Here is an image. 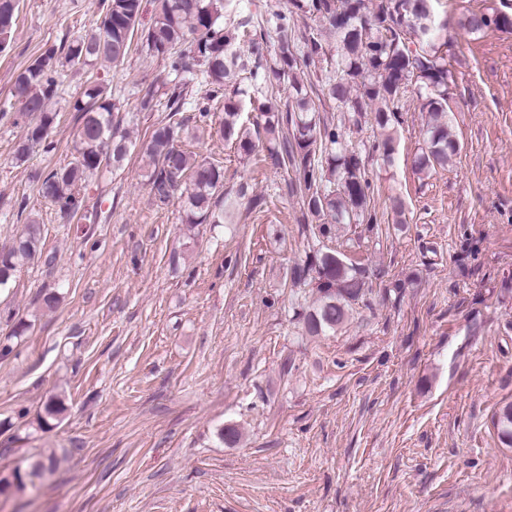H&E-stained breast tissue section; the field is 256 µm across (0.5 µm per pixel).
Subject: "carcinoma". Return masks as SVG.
I'll list each match as a JSON object with an SVG mask.
<instances>
[{
    "mask_svg": "<svg viewBox=\"0 0 512 512\" xmlns=\"http://www.w3.org/2000/svg\"><path fill=\"white\" fill-rule=\"evenodd\" d=\"M434 0H293L297 10L328 26L336 35L337 53L324 79L303 80L299 64L309 67L326 55L318 33L302 35L303 49H293L288 21L274 14L279 53L264 62L261 42L269 36L271 20L232 15V0H153L149 25L142 24L143 0H101L95 28L72 42L50 47L15 77L11 97L23 133L16 140L14 158L26 162L34 148L51 147L50 134L57 113L50 108L62 84L63 67L80 68L98 62L117 65L132 48L168 62L174 78L166 85L168 119L157 125L145 154L147 185L161 203L184 189L185 222L222 224L229 208L216 209L215 194L224 187L219 161L197 158L178 146L184 129L179 114L187 104L189 83L204 86L195 103L198 120L209 118V102L224 100L219 133L235 141L245 157L256 152L255 138L265 133L272 143L267 158L272 165L295 173L303 216L315 221L313 234L327 237L337 224L381 223L371 204L372 173L361 154L348 142L342 127L321 120L316 99L324 96L359 122L367 113L379 128L371 150L382 165L394 163L395 126L400 124L402 101L411 95L428 114L423 144L414 156L415 171L423 176L456 163L461 144L452 131L448 112V85L452 78L442 47L447 31L436 22ZM17 20V0H0V47L8 42ZM461 27L475 35L489 28L512 29V18L501 12L472 13ZM249 39L242 55L237 41ZM248 75L253 92L265 97L259 117L249 124L242 118L254 97L239 87ZM288 85L285 106L276 104L274 87ZM73 109L82 115L74 160L46 176H37L39 193L65 217L83 209L81 187L103 165L120 166L132 147L130 135L119 129L117 105L106 85L93 83L76 98ZM42 254L40 225H25L16 245L0 251V288L7 287L18 269ZM292 281L312 288V307L299 314L309 336L336 332L352 306L369 291L368 270L331 249L309 252L291 271ZM495 425L503 444L512 447V403L499 412Z\"/></svg>",
    "mask_w": 512,
    "mask_h": 512,
    "instance_id": "carcinoma-1",
    "label": "carcinoma"
}]
</instances>
